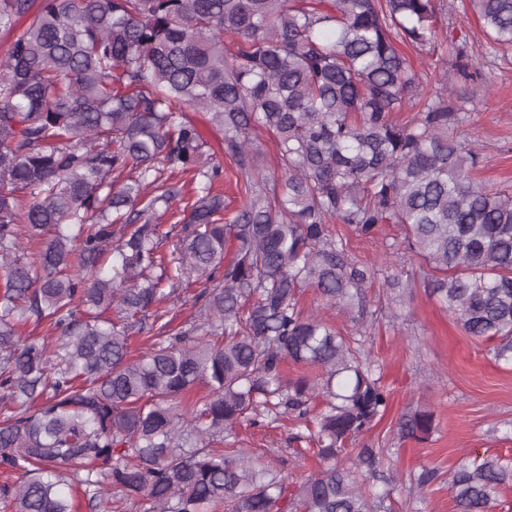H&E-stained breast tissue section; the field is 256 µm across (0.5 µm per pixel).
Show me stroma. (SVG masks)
Wrapping results in <instances>:
<instances>
[{
  "instance_id": "stroma-1",
  "label": "stroma",
  "mask_w": 512,
  "mask_h": 512,
  "mask_svg": "<svg viewBox=\"0 0 512 512\" xmlns=\"http://www.w3.org/2000/svg\"><path fill=\"white\" fill-rule=\"evenodd\" d=\"M439 33L466 38L482 53L480 77L463 80L451 65L447 79L467 114L464 131L480 147L476 182L510 193L512 55H502L487 45L468 0H448ZM335 230L347 238L353 257L361 263H378L390 253L406 275L422 263L415 253L395 250L402 237L398 225H384L371 236L357 235L345 224L336 225ZM368 295L380 315L366 334L374 355L384 365L391 402L385 417L358 444L397 449L398 456L389 466L401 478L392 495L394 512H453L448 474L461 460L483 454L512 455V368L491 360L488 342L467 335L428 296L422 279L414 280L400 303L390 300L378 283ZM423 409L433 414L431 435L422 441L403 438L400 418ZM296 430L289 418L265 427H242L235 445L265 449V462L298 482L318 471L320 464L313 456L297 454L292 439ZM425 468L435 469L438 477L418 494L412 479Z\"/></svg>"
}]
</instances>
